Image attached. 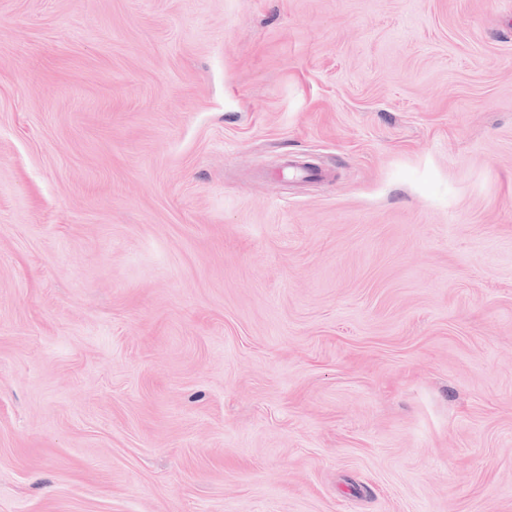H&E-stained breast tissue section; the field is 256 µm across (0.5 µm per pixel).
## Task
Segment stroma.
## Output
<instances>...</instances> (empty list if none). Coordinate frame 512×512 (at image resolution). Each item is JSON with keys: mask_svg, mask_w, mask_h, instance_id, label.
<instances>
[{"mask_svg": "<svg viewBox=\"0 0 512 512\" xmlns=\"http://www.w3.org/2000/svg\"><path fill=\"white\" fill-rule=\"evenodd\" d=\"M0 512H512V0H0Z\"/></svg>", "mask_w": 512, "mask_h": 512, "instance_id": "stroma-1", "label": "stroma"}]
</instances>
